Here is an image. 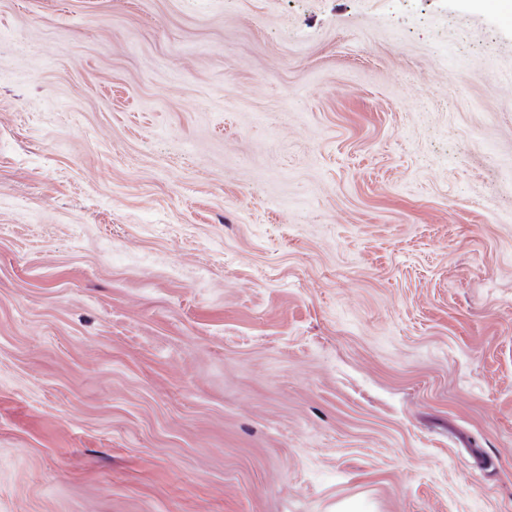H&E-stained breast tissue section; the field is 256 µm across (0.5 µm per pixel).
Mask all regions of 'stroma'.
<instances>
[{
    "label": "stroma",
    "mask_w": 512,
    "mask_h": 512,
    "mask_svg": "<svg viewBox=\"0 0 512 512\" xmlns=\"http://www.w3.org/2000/svg\"><path fill=\"white\" fill-rule=\"evenodd\" d=\"M503 0H0V512H512Z\"/></svg>",
    "instance_id": "stroma-1"
}]
</instances>
